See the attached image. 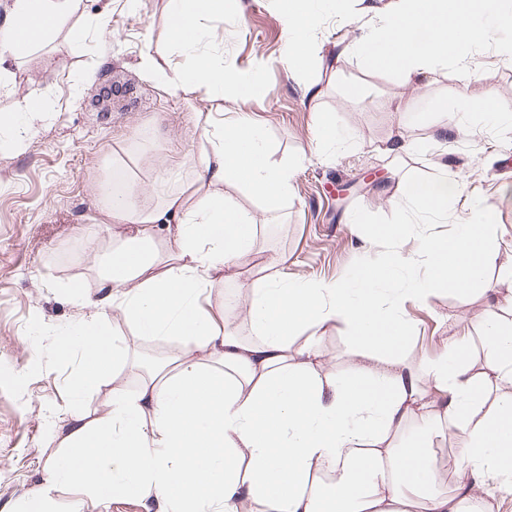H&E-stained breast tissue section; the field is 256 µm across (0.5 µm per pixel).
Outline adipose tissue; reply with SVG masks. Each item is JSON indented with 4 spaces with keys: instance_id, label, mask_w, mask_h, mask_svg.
I'll use <instances>...</instances> for the list:
<instances>
[{
    "instance_id": "1",
    "label": "adipose tissue",
    "mask_w": 512,
    "mask_h": 512,
    "mask_svg": "<svg viewBox=\"0 0 512 512\" xmlns=\"http://www.w3.org/2000/svg\"><path fill=\"white\" fill-rule=\"evenodd\" d=\"M231 0H164L158 32H147L137 67L180 96L208 146L187 165L153 160L168 189L144 204L140 185L114 156L115 188L100 191V229L112 245L96 258L95 311L75 324L67 348L80 354L74 404L42 485L20 512H86L114 501L155 500L163 512H467L486 494V479L512 487V323L484 324L487 354L472 361L458 336L438 358L415 366L400 357L407 302L427 301L434 286L481 285L512 308V264L498 263L491 207L448 214L457 183L448 169L430 180L408 177L393 205L410 203L456 224L453 235L416 233L417 255L404 257L406 226L385 236L388 262L360 269L352 281L298 280L280 255L241 280L262 228L254 211L224 193L244 187L272 205L295 193L294 168L271 159L261 127L245 106L259 76L208 51ZM307 0H279L285 40L280 62L309 66L318 17ZM371 29L343 51L405 82L458 63L481 44L477 17L512 30V0H397L379 10L356 0ZM84 13V0H11L0 20V77L18 59ZM178 52L170 64L154 39ZM239 110L220 124L226 100ZM425 265L427 277L415 268ZM495 278H487L489 266ZM238 283L247 297L252 339L240 336L227 307L213 304L216 284ZM120 310L137 336L176 340L180 349L144 365L135 390L117 378L127 351L109 339V310ZM343 324L353 367L327 370L323 333ZM111 385L107 410L94 418L81 397ZM418 424L420 432L408 437ZM462 437L459 493H438L431 444L443 431ZM341 466L325 483L326 467ZM81 497L59 510L56 492Z\"/></svg>"
}]
</instances>
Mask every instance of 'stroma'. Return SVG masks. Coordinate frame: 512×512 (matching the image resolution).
Wrapping results in <instances>:
<instances>
[{"label": "stroma", "mask_w": 512, "mask_h": 512, "mask_svg": "<svg viewBox=\"0 0 512 512\" xmlns=\"http://www.w3.org/2000/svg\"><path fill=\"white\" fill-rule=\"evenodd\" d=\"M162 4L85 0L87 16L109 9L108 30L88 26L83 47L73 53L51 44L32 50L0 88V113L17 111L32 93L48 106L22 151H12L9 138L0 137V512L38 489L53 453L50 435L65 426L77 361L60 354L59 334L88 312L66 287L79 282L87 296L97 293L94 256L107 237L96 226V183L113 148L144 130L150 134L148 152L176 166L204 146L179 98L135 66ZM352 9V0L317 4L323 56L335 52L338 42L362 35ZM504 38L489 30L462 64L408 85L398 72L368 67L355 57L339 58L325 71L286 69L277 0H241L240 8L228 9L213 48L238 68L260 67L248 113L262 126L273 160L297 166L294 197L264 212L261 258L291 255L293 278L326 281L387 260L392 248L381 235L390 224L429 223L421 209L395 211L389 197L407 172L432 178L445 161L458 185L449 210L490 204L500 231L499 259L512 261V125L504 119L489 123L471 109L475 103L512 102V63L498 53ZM106 72L130 93L104 110L95 94ZM311 83L320 90L314 98L305 93ZM400 101L405 108L399 112ZM444 110L463 117L468 137H438ZM318 112L330 114L336 127L332 162L314 152ZM400 134L418 142L419 150L385 155ZM406 313L411 330L401 354L414 365L441 354L444 337L452 334L464 337L475 358L483 359V321L504 311L473 285L436 290Z\"/></svg>", "instance_id": "obj_1"}]
</instances>
